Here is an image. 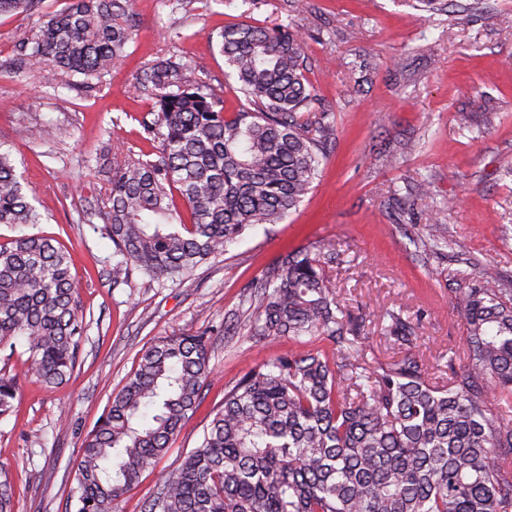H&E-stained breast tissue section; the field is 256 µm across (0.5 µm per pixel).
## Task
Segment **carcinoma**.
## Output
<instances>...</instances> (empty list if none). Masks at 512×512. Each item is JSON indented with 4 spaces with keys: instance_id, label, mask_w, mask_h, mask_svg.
Returning a JSON list of instances; mask_svg holds the SVG:
<instances>
[{
    "instance_id": "1",
    "label": "carcinoma",
    "mask_w": 512,
    "mask_h": 512,
    "mask_svg": "<svg viewBox=\"0 0 512 512\" xmlns=\"http://www.w3.org/2000/svg\"><path fill=\"white\" fill-rule=\"evenodd\" d=\"M43 3L0 0V16L40 18L0 66L55 88L75 76L110 88L137 32L134 0H68L52 12ZM218 38L225 76L245 98L232 114L210 83L188 76L187 62L139 65L136 83L153 100L138 119L140 137L152 150L114 153L98 202L115 287L136 273L189 278L246 230L281 223L321 175L332 127L299 33L233 23ZM42 221L0 150V225ZM417 244L437 253L448 230L432 219ZM337 257L291 251L248 285L249 337L288 336L299 348L256 362L225 393L200 444L159 476L145 512H512V288L488 267L453 274L463 336L439 386L411 355L376 364L362 356L366 315L345 311L325 272ZM372 317L387 323L393 344L415 346L418 324L403 312ZM83 331L68 251L36 234L0 244V349L24 339L28 369L53 388L74 371ZM317 341L326 348L307 347ZM210 374L204 332L163 337L142 352L82 445L74 512H112L167 454ZM18 389V376L0 374V419ZM0 512H14L3 464Z\"/></svg>"
}]
</instances>
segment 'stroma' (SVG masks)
Here are the masks:
<instances>
[{"label":"stroma","mask_w":512,"mask_h":512,"mask_svg":"<svg viewBox=\"0 0 512 512\" xmlns=\"http://www.w3.org/2000/svg\"><path fill=\"white\" fill-rule=\"evenodd\" d=\"M136 0L138 31L108 93L72 82L56 90L36 79L0 73V148L9 150L35 191L42 223L0 226V243L41 233L68 250L86 331L74 372L47 388L27 373L24 342L0 371L19 375L11 416L0 419V463L7 465L15 512H65L86 435L113 392L155 339L216 330L212 374L201 402L139 485L114 512H144L158 474L175 469L198 446L225 392L256 360L291 349L290 341L219 330L235 313L242 288L279 255L335 248L328 268L351 312L385 309L422 314L414 353L435 381L448 379L450 349L462 334L448 290L453 272L495 265L512 285V37L502 30L512 0ZM230 22L292 24L304 40L307 77L321 107L336 116L322 176L282 223L249 231L217 262L181 282L134 276L113 286L112 242L95 212L109 176L107 147L143 149L138 117L152 100L135 86L136 65L176 56L221 93L225 112L244 97L224 79L213 41ZM470 115L460 128L458 113ZM429 198L417 200L420 182ZM438 216L453 258L418 252L410 234Z\"/></svg>","instance_id":"stroma-1"}]
</instances>
